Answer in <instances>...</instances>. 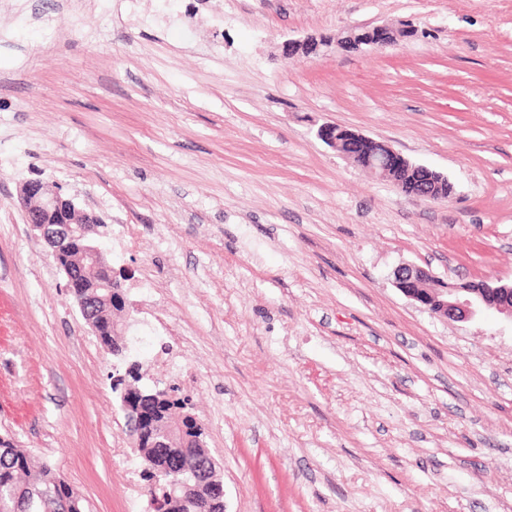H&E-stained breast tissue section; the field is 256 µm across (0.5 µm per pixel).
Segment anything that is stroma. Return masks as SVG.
<instances>
[{
  "instance_id": "35a3bbf8",
  "label": "stroma",
  "mask_w": 512,
  "mask_h": 512,
  "mask_svg": "<svg viewBox=\"0 0 512 512\" xmlns=\"http://www.w3.org/2000/svg\"><path fill=\"white\" fill-rule=\"evenodd\" d=\"M0 0V436L86 512H149L109 376L20 187L106 223L129 360L204 424L226 512H512V323L393 284L512 280V0ZM413 35L349 52L347 31ZM309 36L329 48L284 58ZM333 123L448 177L405 195ZM317 136L337 153L352 161L359 167L368 171L372 176L386 178L395 168H401L408 176H412L414 187L410 194L415 197L427 198L435 201H447L442 186L448 185V191L454 193L453 184L445 181L436 183L429 176L423 178L422 174L434 171L429 168L412 163L392 147L373 138L356 133L350 129L336 124H323L317 130ZM364 145L372 146L365 152L360 151Z\"/></svg>"
}]
</instances>
